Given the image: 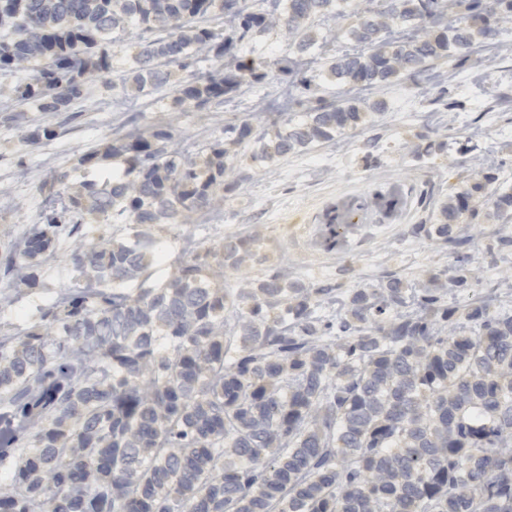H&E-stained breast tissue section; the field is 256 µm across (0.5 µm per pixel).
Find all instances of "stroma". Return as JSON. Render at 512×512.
I'll list each match as a JSON object with an SVG mask.
<instances>
[{
    "instance_id": "stroma-1",
    "label": "stroma",
    "mask_w": 512,
    "mask_h": 512,
    "mask_svg": "<svg viewBox=\"0 0 512 512\" xmlns=\"http://www.w3.org/2000/svg\"><path fill=\"white\" fill-rule=\"evenodd\" d=\"M316 26L331 31L332 40L305 57L301 74L281 70L289 56L287 39L262 34L253 56L263 61L264 78L205 110L173 111V92L166 87L139 96L115 90L132 61L122 40L105 46L110 71L87 76L83 97L62 112H44L15 97V86L29 80L30 69L0 75V104L9 106L0 111V200L9 202L0 209V251L43 223L62 184L75 188L110 168L103 152L113 139L167 130L174 140L199 146L223 139L225 126L257 123L272 112L298 116L318 98L330 101L349 92L385 102L386 109L356 132L269 165L253 161L249 147L236 146V168L223 200L187 225L153 227V238L175 245L189 225L207 248L231 234L257 233L293 279L344 291L389 276L419 287L432 273L459 264L472 274L468 287L448 299L449 309L459 313L497 286L512 285V250L499 245L500 237L512 236V226L499 224L489 206L461 219L472 242L467 262L410 234L411 225L433 223L448 195L474 177L491 173L496 188H512V21L477 40L459 68L439 60L387 85L347 91L321 84L309 92L301 78L318 73L328 57L363 50L335 19L320 18ZM488 70L496 72L495 80L485 79ZM463 78L470 81L464 90L457 85ZM37 127L45 136L27 142V131ZM85 155L92 161L83 166L79 159ZM332 219L338 224L334 232ZM75 248L72 238L59 236L51 258L40 260L34 284L0 282V296L10 299L0 306V336L19 335L46 296L74 286Z\"/></svg>"
}]
</instances>
